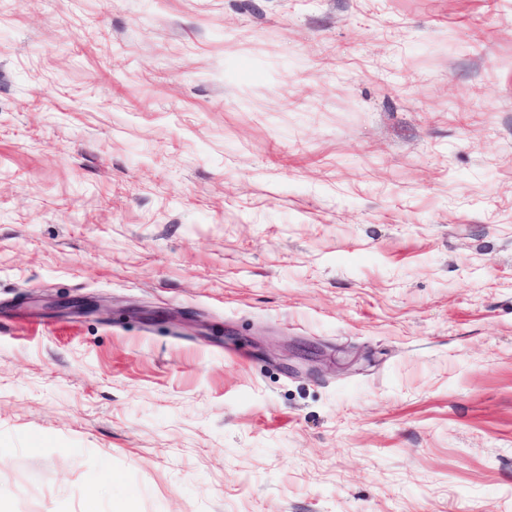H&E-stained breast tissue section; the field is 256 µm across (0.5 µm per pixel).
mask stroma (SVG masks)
I'll list each match as a JSON object with an SVG mask.
<instances>
[{
  "instance_id": "obj_1",
  "label": "stroma",
  "mask_w": 512,
  "mask_h": 512,
  "mask_svg": "<svg viewBox=\"0 0 512 512\" xmlns=\"http://www.w3.org/2000/svg\"><path fill=\"white\" fill-rule=\"evenodd\" d=\"M0 512H512V0H0Z\"/></svg>"
}]
</instances>
